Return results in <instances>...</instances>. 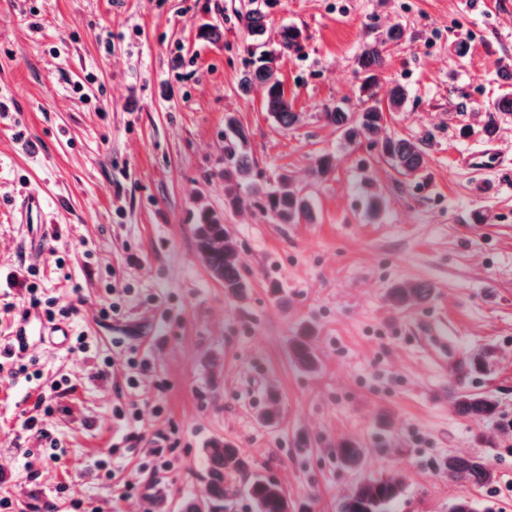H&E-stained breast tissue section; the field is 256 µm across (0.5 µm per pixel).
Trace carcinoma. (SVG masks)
<instances>
[{"instance_id": "carcinoma-1", "label": "carcinoma", "mask_w": 512, "mask_h": 512, "mask_svg": "<svg viewBox=\"0 0 512 512\" xmlns=\"http://www.w3.org/2000/svg\"><path fill=\"white\" fill-rule=\"evenodd\" d=\"M240 21L250 44L238 87L245 95L256 86L263 88L266 111L279 127L288 129L298 122L299 116L292 111L285 96L277 62L283 56L301 51L303 33L290 25L271 31L269 15L258 6L241 14ZM404 36V29L393 27L362 48L357 64L365 76L361 90L366 100L375 97L379 75L387 65L388 46L402 41ZM407 98L404 86L394 83L384 106L375 102L359 112L336 107L322 113V118L341 132L345 144L368 140L399 174L413 176L425 166L426 153L421 143L382 135L385 113L401 111ZM226 130L224 208L236 209L249 203L278 224H295L302 219L314 222L316 213L310 197L295 186L289 175H280L273 184L255 181L254 163L247 152V134L235 118H226ZM194 237L201 261L210 276L224 285V294L240 299L246 297L248 284L240 271L236 242L221 216L214 211H202ZM430 294L431 288L424 283H397L389 289L388 299L394 306L405 308L424 303ZM314 339V329L304 326L288 343L289 360L302 371L312 372L318 368ZM454 403L460 414L475 420H492L499 415V402L489 393H461L455 396ZM336 456L346 469H358L362 465V450L354 442H339ZM204 464L205 489L202 494L189 497L183 503L182 512H224L228 481L249 469L239 448L226 439H215L208 444ZM444 466L448 477L456 480L474 485H485L493 480L492 471L480 456H450ZM245 490L256 512H289L288 495L280 485L254 475ZM402 494L401 482L395 475L364 479L349 491L339 509L340 512H394Z\"/></svg>"}]
</instances>
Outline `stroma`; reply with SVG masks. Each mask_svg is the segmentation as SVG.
I'll return each instance as SVG.
<instances>
[{
	"instance_id": "35a3bbf8",
	"label": "stroma",
	"mask_w": 512,
	"mask_h": 512,
	"mask_svg": "<svg viewBox=\"0 0 512 512\" xmlns=\"http://www.w3.org/2000/svg\"><path fill=\"white\" fill-rule=\"evenodd\" d=\"M249 0H0V341L48 305L67 309L65 347L35 337L0 359V498L11 512H143L136 469L155 432L173 467L152 474L157 512H180L206 484L203 450L240 448L278 483L290 512H336L360 480L397 475L396 512H512V114L495 138L486 111L512 81V0H270L274 25L304 35L279 63L300 120L278 127L264 91L242 95L239 14ZM218 37L201 38L202 27ZM404 28L376 87L409 91L385 133L423 141L425 169L400 176L369 143L345 146L321 114L363 106L357 56ZM469 47L465 56L456 44ZM249 135L260 181L290 175L315 223L278 224L224 207V116ZM494 145L495 170L458 165ZM335 155L322 180L317 156ZM385 200L381 223L365 195ZM47 204L25 218L28 196ZM222 213L239 248L246 298L225 295L197 256L201 207ZM407 280L430 299L394 308ZM447 323L458 356L487 352L466 382L440 372L417 324ZM319 367L288 360L301 325ZM26 374H18L19 365ZM281 421L261 415L270 393ZM493 394L497 420L459 414L455 394ZM38 429L24 420L39 402ZM356 442L363 466L336 458ZM120 446L113 457L112 446ZM451 455L483 457L487 485L450 481Z\"/></svg>"
}]
</instances>
